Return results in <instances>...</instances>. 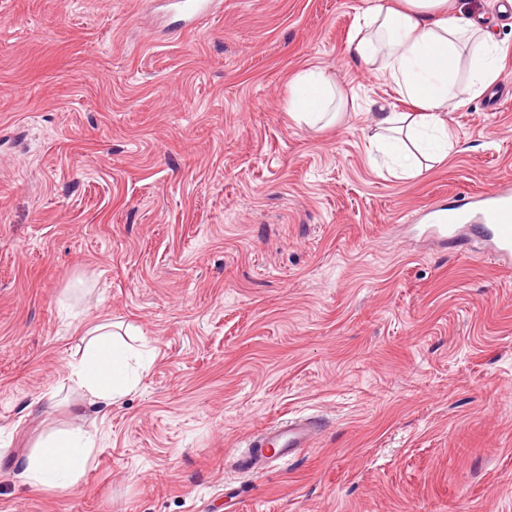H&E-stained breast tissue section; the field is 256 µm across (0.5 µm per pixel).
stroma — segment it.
I'll use <instances>...</instances> for the list:
<instances>
[{
  "label": "stroma",
  "instance_id": "obj_1",
  "mask_svg": "<svg viewBox=\"0 0 512 512\" xmlns=\"http://www.w3.org/2000/svg\"><path fill=\"white\" fill-rule=\"evenodd\" d=\"M505 2L448 0L492 18L502 97L400 178L370 107L409 106L349 41L366 0H214L188 33L152 0H0V512H512V262L410 230L512 177ZM310 69L336 125L288 112ZM102 320L153 353L110 405L68 380ZM294 415L312 448L238 473ZM74 428L78 484L32 491ZM24 474L28 485L39 490L70 489L84 473L94 448L92 434L80 429L59 432L36 446Z\"/></svg>",
  "mask_w": 512,
  "mask_h": 512
}]
</instances>
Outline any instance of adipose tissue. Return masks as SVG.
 Masks as SVG:
<instances>
[{
	"label": "adipose tissue",
	"mask_w": 512,
	"mask_h": 512,
	"mask_svg": "<svg viewBox=\"0 0 512 512\" xmlns=\"http://www.w3.org/2000/svg\"><path fill=\"white\" fill-rule=\"evenodd\" d=\"M353 54L376 67L393 84L408 112L375 107V139L395 147L393 163L411 174L410 142L431 132H445L446 114L460 108L457 89L460 63H467L469 94L479 96L497 79L499 46L483 17L449 15L448 0H401L400 7L372 0L356 18L351 35ZM288 110L305 122H333L339 118L336 91L324 73L307 70L295 76ZM87 341L78 361L70 363L68 379L92 399L116 402L132 391L138 371L132 356L119 345L111 325L101 323L86 331ZM94 439L82 430L57 433L41 442L29 457L24 474L35 490L70 489L84 473Z\"/></svg>",
	"instance_id": "1"
}]
</instances>
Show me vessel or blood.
Returning <instances> with one entry per match:
<instances>
[{
    "instance_id": "vessel-or-blood-1",
    "label": "vessel or blood",
    "mask_w": 512,
    "mask_h": 512,
    "mask_svg": "<svg viewBox=\"0 0 512 512\" xmlns=\"http://www.w3.org/2000/svg\"><path fill=\"white\" fill-rule=\"evenodd\" d=\"M430 233L446 240L458 239L462 229H470L488 254L512 258V182L504 181L489 193L479 195L474 206L462 210L441 206L430 210ZM313 418H287L254 433L246 448L235 460L239 473L251 474L268 465L285 463L307 448L312 435L320 428Z\"/></svg>"
}]
</instances>
